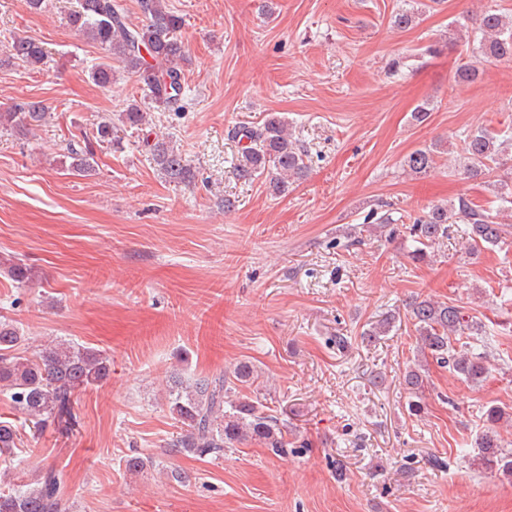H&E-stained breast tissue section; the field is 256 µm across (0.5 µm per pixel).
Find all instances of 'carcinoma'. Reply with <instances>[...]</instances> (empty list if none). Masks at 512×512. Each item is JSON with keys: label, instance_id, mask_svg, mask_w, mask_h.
<instances>
[{"label": "carcinoma", "instance_id": "1", "mask_svg": "<svg viewBox=\"0 0 512 512\" xmlns=\"http://www.w3.org/2000/svg\"><path fill=\"white\" fill-rule=\"evenodd\" d=\"M140 3L147 19L142 26L129 22L120 0H77L70 14L75 32L102 50L100 61L90 73L97 86H112L115 62L142 85L143 100L127 104L120 112L121 122L131 129L145 125L147 112L154 106L182 110L187 99L184 65L190 60L182 37L183 18L171 11L165 0ZM448 38H471L482 57L511 60L512 16L488 9L480 17L477 36L465 35L457 27L448 32ZM6 53L8 60L23 66L37 68L45 64L43 47L30 37H12ZM48 116L49 107L43 102L21 100L0 112V127L25 135L41 126ZM231 138L243 143L234 164L242 180L254 181L274 170L277 177L270 187L281 196L307 174V149L277 113H268L257 125L234 127ZM150 151L169 181L186 184L195 180L189 161L169 142L158 140L150 145ZM436 157L435 145L416 149L404 158L405 170L412 175L424 174L433 167ZM68 158L66 170L76 175L88 176L95 171L93 157L87 152L73 149ZM459 171L468 178L492 180L495 213L460 195L414 218L407 230L411 238L408 254L415 263L430 261L434 248L454 233L465 240L467 253L473 256L502 248L512 235L507 225L497 222L498 215L512 211V129L484 127L468 133L459 151ZM6 263L14 281L24 283L32 278V268L21 259H8ZM407 315L420 352L431 356L439 366L473 385L491 373L487 350L479 351L467 342V338L479 335L482 325L465 317L461 307L415 298L407 304ZM395 322V315L383 314L362 333L363 340L374 343L389 335ZM23 341L14 326L0 321V393L10 398L37 431L49 424L65 431L74 428L78 425L75 398L108 379L109 357L96 348L70 343L49 344L28 356L21 351ZM426 367L427 361L417 359L404 374L409 410L414 415L424 410ZM259 377L251 362L241 360L229 374L175 381L166 400L171 417L180 423L173 447L200 457L248 439L262 440L278 451L288 447L277 418L268 413L269 407L261 399L241 393ZM484 419L489 427L475 440L474 462L483 472L512 482V451L504 449L494 430L495 425L511 420L512 412L492 406ZM20 436L19 426L0 422V451L16 447ZM59 490V476L47 470L32 487L0 490V512H59Z\"/></svg>", "mask_w": 512, "mask_h": 512}]
</instances>
